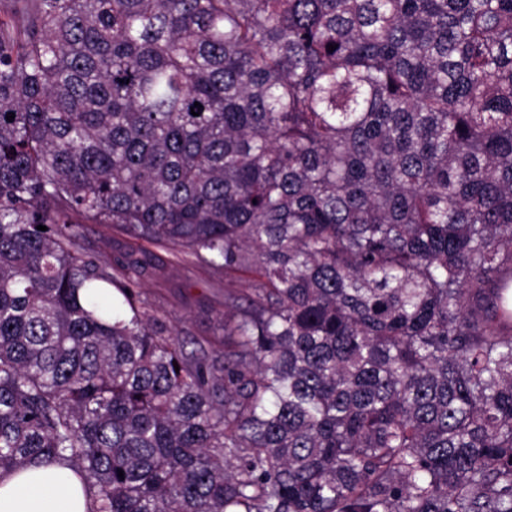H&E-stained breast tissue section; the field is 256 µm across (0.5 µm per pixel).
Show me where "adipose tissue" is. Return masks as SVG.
Listing matches in <instances>:
<instances>
[{"instance_id":"adipose-tissue-1","label":"adipose tissue","mask_w":512,"mask_h":512,"mask_svg":"<svg viewBox=\"0 0 512 512\" xmlns=\"http://www.w3.org/2000/svg\"><path fill=\"white\" fill-rule=\"evenodd\" d=\"M83 482L64 460L0 476V512H87Z\"/></svg>"}]
</instances>
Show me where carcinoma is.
Segmentation results:
<instances>
[{
  "label": "carcinoma",
  "instance_id": "1",
  "mask_svg": "<svg viewBox=\"0 0 512 512\" xmlns=\"http://www.w3.org/2000/svg\"><path fill=\"white\" fill-rule=\"evenodd\" d=\"M84 224L256 274L224 342ZM56 459L89 512H512V0H0V474ZM81 242L89 255L108 265L131 247H137L119 228L109 224H84Z\"/></svg>",
  "mask_w": 512,
  "mask_h": 512
}]
</instances>
